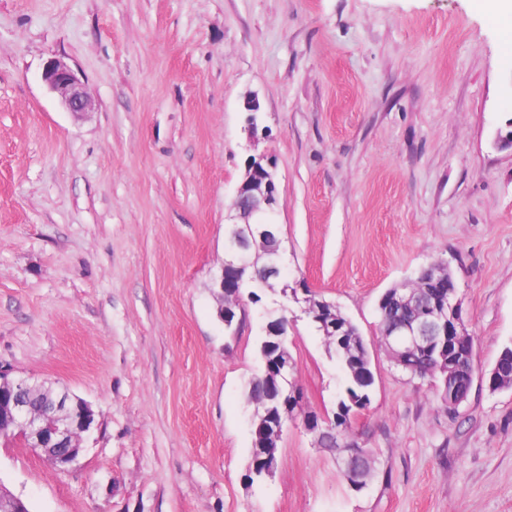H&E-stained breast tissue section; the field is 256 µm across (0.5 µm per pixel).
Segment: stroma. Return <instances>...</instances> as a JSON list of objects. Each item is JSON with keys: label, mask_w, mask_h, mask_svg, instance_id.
I'll list each match as a JSON object with an SVG mask.
<instances>
[{"label": "stroma", "mask_w": 512, "mask_h": 512, "mask_svg": "<svg viewBox=\"0 0 512 512\" xmlns=\"http://www.w3.org/2000/svg\"><path fill=\"white\" fill-rule=\"evenodd\" d=\"M53 57L90 112L46 85ZM511 127L512 20L482 0H0V366L98 422L66 473L0 444V484L30 512H512V387L474 379L448 409L377 315L440 263L476 365L512 346ZM252 155L276 164L283 266L233 338L211 281ZM285 286L368 344L363 490L300 425L249 477L268 320H290L304 409L334 415L345 388Z\"/></svg>", "instance_id": "35a3bbf8"}]
</instances>
